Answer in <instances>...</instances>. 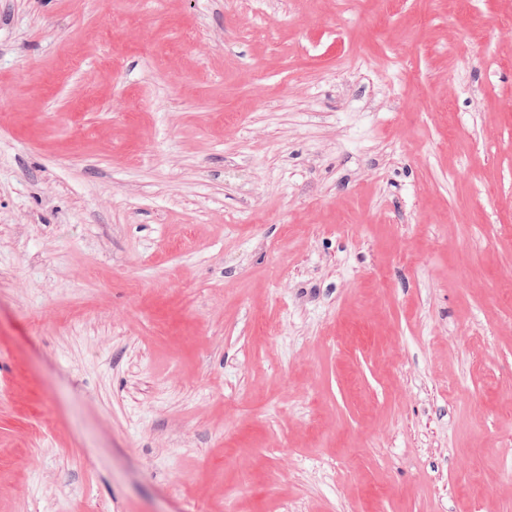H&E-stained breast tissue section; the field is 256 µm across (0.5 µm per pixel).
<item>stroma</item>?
Here are the masks:
<instances>
[{"instance_id": "1", "label": "stroma", "mask_w": 512, "mask_h": 512, "mask_svg": "<svg viewBox=\"0 0 512 512\" xmlns=\"http://www.w3.org/2000/svg\"><path fill=\"white\" fill-rule=\"evenodd\" d=\"M0 512H512V0H0Z\"/></svg>"}]
</instances>
